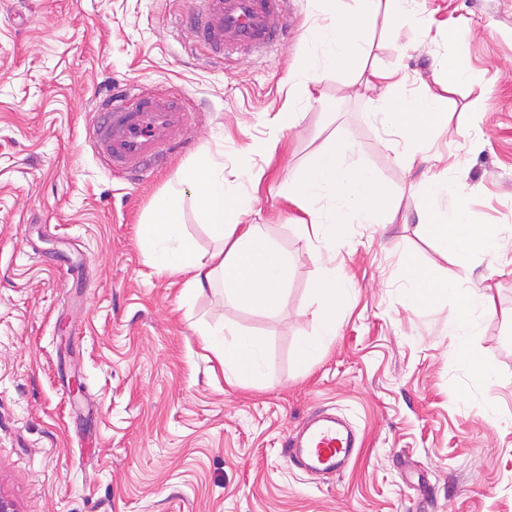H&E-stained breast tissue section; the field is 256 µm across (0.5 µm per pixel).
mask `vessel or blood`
<instances>
[{"instance_id": "1", "label": "vessel or blood", "mask_w": 512, "mask_h": 512, "mask_svg": "<svg viewBox=\"0 0 512 512\" xmlns=\"http://www.w3.org/2000/svg\"><path fill=\"white\" fill-rule=\"evenodd\" d=\"M191 16L196 41L212 57L252 54L283 41L296 31L287 22V0H197ZM101 119L90 133L92 143L114 170L138 181L161 169L191 141V114L184 97L152 95L128 88L100 105ZM360 447L335 416L309 418L286 442L289 462L331 475L342 471Z\"/></svg>"}]
</instances>
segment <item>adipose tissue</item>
Here are the masks:
<instances>
[{"mask_svg":"<svg viewBox=\"0 0 512 512\" xmlns=\"http://www.w3.org/2000/svg\"><path fill=\"white\" fill-rule=\"evenodd\" d=\"M329 15L328 23L313 29V56L303 58L296 72L305 86H317L323 73L344 69L366 84L384 86L374 115L399 133L407 144L399 155L403 167L417 161L416 145L448 122V90L466 84L472 73L454 52V31H446L447 50L436 63L434 81L439 92L414 99L405 94V79L395 69L364 71L370 51V21L386 12L402 22L415 10L416 0H317ZM305 217L299 224L311 245L336 240L341 225L390 224L395 218L393 194L370 167L355 157V142L346 132H336L318 149L311 162L282 187ZM192 203L200 222L216 247L200 252L184 224L185 203ZM247 204L237 185L224 177L221 159L207 155L181 175L179 185L160 197L139 228V243L160 272L185 279L184 295H194L222 284L225 302L274 316L280 311L288 288L291 259L287 251L257 224H244L240 216ZM420 230L441 254H494L500 247L498 230L476 223L467 210L464 192L447 177L430 181L420 196ZM407 302L421 309L440 298H453L458 314L448 328L460 339V358L481 378L492 377L491 366L468 348L486 315L494 309L488 289L463 288L447 276L409 260L404 288ZM343 282L329 280L319 289V340L301 346V361L316 357L323 339L336 333V307L347 299ZM199 334L205 350L214 354L226 374L240 381L261 376L270 365L262 344L249 336L203 328Z\"/></svg>","mask_w":512,"mask_h":512,"instance_id":"1","label":"adipose tissue"}]
</instances>
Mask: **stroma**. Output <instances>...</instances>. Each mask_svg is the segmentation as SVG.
<instances>
[{
	"instance_id": "1",
	"label": "stroma",
	"mask_w": 512,
	"mask_h": 512,
	"mask_svg": "<svg viewBox=\"0 0 512 512\" xmlns=\"http://www.w3.org/2000/svg\"><path fill=\"white\" fill-rule=\"evenodd\" d=\"M190 6L0 0V496L18 512H512V0H421L399 30L377 16L367 64L402 69L411 96L435 87L445 25L475 75L409 170L368 117L381 88L330 72L319 85L328 107L306 106L294 72L322 21L314 0H288L300 19L288 43L220 66L183 25ZM132 84L185 94L193 114L191 149L138 184L85 139L97 102ZM289 110L290 128L274 132ZM337 130L391 187L396 218L346 225L317 262L281 184ZM274 135V152L248 154ZM207 154L251 195L243 223L266 225L292 258L278 316L229 305L217 288L184 299L182 279L138 243L155 201ZM443 173L499 229L497 256L445 258L420 234L414 188ZM412 258L466 286L489 278L495 311L470 343L494 378L459 359L453 299L427 311L405 300ZM327 269L353 293L335 337L303 363ZM200 326L256 338L270 368L249 387L225 377ZM318 411L363 440L334 477L283 452Z\"/></svg>"
}]
</instances>
